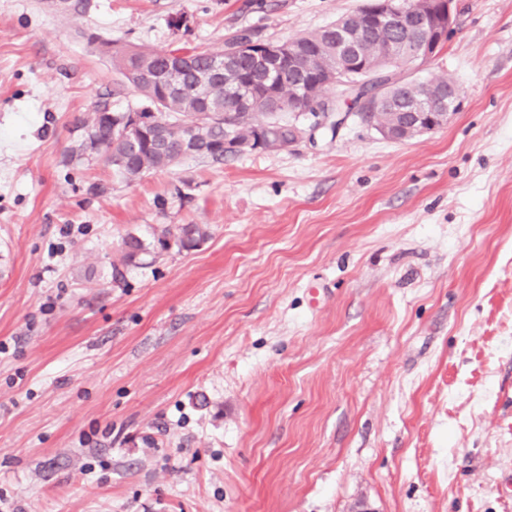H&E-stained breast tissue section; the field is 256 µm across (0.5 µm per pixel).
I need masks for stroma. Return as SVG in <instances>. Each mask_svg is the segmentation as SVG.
<instances>
[{"instance_id":"stroma-1","label":"stroma","mask_w":512,"mask_h":512,"mask_svg":"<svg viewBox=\"0 0 512 512\" xmlns=\"http://www.w3.org/2000/svg\"><path fill=\"white\" fill-rule=\"evenodd\" d=\"M362 3L0 0V512H512V0H455L433 133L352 116L133 181L79 150L135 101L112 43ZM184 224L195 249L122 261Z\"/></svg>"}]
</instances>
